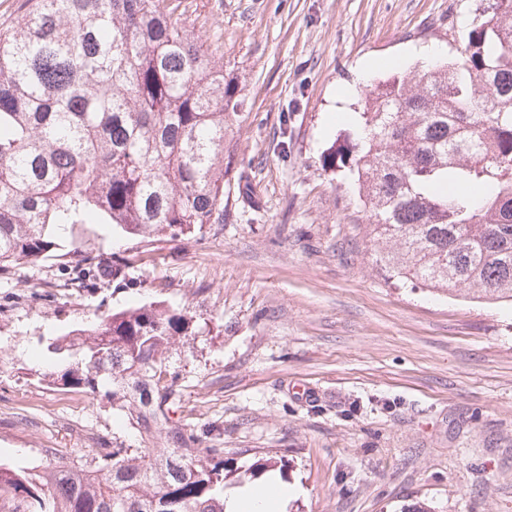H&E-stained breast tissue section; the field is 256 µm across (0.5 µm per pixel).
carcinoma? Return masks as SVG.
Here are the masks:
<instances>
[{"label": "carcinoma", "instance_id": "1", "mask_svg": "<svg viewBox=\"0 0 512 512\" xmlns=\"http://www.w3.org/2000/svg\"><path fill=\"white\" fill-rule=\"evenodd\" d=\"M0 35V272L62 258L77 292L137 284L134 261L59 253L69 224L151 244L224 223V123L244 102L224 59L168 0H31ZM366 139L322 166L357 175L391 277L512 301V0L476 16L460 55L369 89ZM187 313L143 304L50 338L44 382L100 394L166 447L111 448L41 470L0 463V512H225L224 449L168 426Z\"/></svg>", "mask_w": 512, "mask_h": 512}]
</instances>
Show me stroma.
<instances>
[{
  "mask_svg": "<svg viewBox=\"0 0 512 512\" xmlns=\"http://www.w3.org/2000/svg\"><path fill=\"white\" fill-rule=\"evenodd\" d=\"M179 2L247 102L226 130L224 221L150 245L78 225L87 247L139 256L131 288L75 292L54 259L0 277V463L162 448L106 399L38 379L44 339L162 302L195 320L170 354L173 423L219 427L236 476L285 458L288 512H512V304L390 279L357 182L321 159L355 131L336 97L362 63L384 81L427 46L455 57L492 0Z\"/></svg>",
  "mask_w": 512,
  "mask_h": 512,
  "instance_id": "stroma-1",
  "label": "stroma"
}]
</instances>
